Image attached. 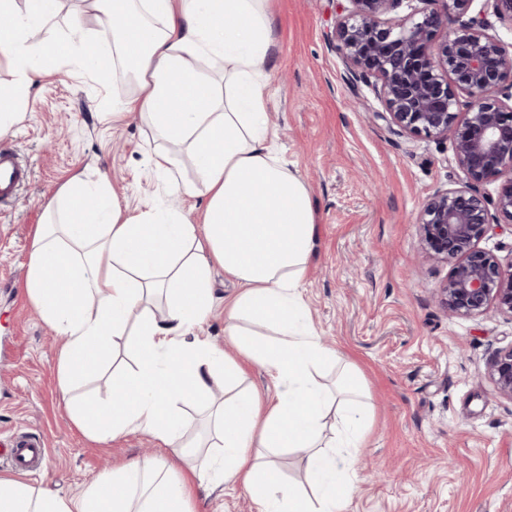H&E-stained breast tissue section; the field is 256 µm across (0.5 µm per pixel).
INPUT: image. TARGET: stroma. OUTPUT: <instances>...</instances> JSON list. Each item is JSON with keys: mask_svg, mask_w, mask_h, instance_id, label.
I'll return each mask as SVG.
<instances>
[{"mask_svg": "<svg viewBox=\"0 0 512 512\" xmlns=\"http://www.w3.org/2000/svg\"><path fill=\"white\" fill-rule=\"evenodd\" d=\"M347 0H270L278 46L267 70L274 150L307 184L316 245L304 299L320 339L366 378L372 431L354 464L351 512H512V400L486 364L512 344V316L489 309L451 317L435 291L450 266L419 256L416 217L462 179L450 141L398 132L378 118L366 85L351 87L327 35ZM42 38L98 40L86 0H61ZM112 71L64 66L35 80L30 110L0 145L30 177L0 204V435H30L45 455L27 470L0 457V476L63 497L141 455L170 457L136 431L90 442L70 420L57 363L63 337L24 291L31 239L44 205L79 170L106 178L130 209L202 201L174 198L154 172L163 142L138 113L112 119ZM236 288L213 272V311L202 333L224 343V302ZM195 512H256L238 485L195 488Z\"/></svg>", "mask_w": 512, "mask_h": 512, "instance_id": "stroma-1", "label": "stroma"}]
</instances>
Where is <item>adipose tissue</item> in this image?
<instances>
[{
    "label": "adipose tissue",
    "instance_id": "adipose-tissue-1",
    "mask_svg": "<svg viewBox=\"0 0 512 512\" xmlns=\"http://www.w3.org/2000/svg\"><path fill=\"white\" fill-rule=\"evenodd\" d=\"M57 2L0 0V16L11 19L0 27V63L13 76L0 85V136L24 120L34 79L59 61L112 63L134 88L113 105V121L145 113L168 143L154 151V169L179 196L204 205L196 222L157 206L133 214L106 180L75 173L45 205L25 293L65 338L59 388L85 436L102 443L144 432L188 461L191 476L179 477L167 459L139 458L75 498L0 477V512H194L192 488L221 477L239 481L257 512H350L366 383L320 342L304 300L316 220L307 185L270 147L267 67L276 38L268 0H91L101 29L124 21L93 49L41 38ZM202 54L224 63L223 97L193 64ZM185 153L191 181L181 175ZM218 267L238 288L224 304L233 359L201 333ZM158 297L167 308L161 319L150 308ZM123 336L134 339V367L113 377L106 401L76 398ZM251 363L264 369L274 396L239 388ZM329 368L338 372L331 386L320 381ZM219 380L217 398L211 386ZM187 402L209 410V452L186 435ZM282 450L304 455L309 488L282 479Z\"/></svg>",
    "mask_w": 512,
    "mask_h": 512
}]
</instances>
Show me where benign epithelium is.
I'll return each instance as SVG.
<instances>
[{
    "instance_id": "benign-epithelium-1",
    "label": "benign epithelium",
    "mask_w": 512,
    "mask_h": 512,
    "mask_svg": "<svg viewBox=\"0 0 512 512\" xmlns=\"http://www.w3.org/2000/svg\"><path fill=\"white\" fill-rule=\"evenodd\" d=\"M327 39L349 80L372 86L402 133L452 141L464 178L434 192L417 224L421 254L451 263L437 298L446 314L473 317L494 308L512 316V263L479 242L512 224V44L492 33L488 14L512 25V0H422L398 22L386 15L403 0H349ZM454 17L459 28L441 31ZM501 181L496 198L480 192ZM487 374L512 400V344L496 351Z\"/></svg>"
}]
</instances>
